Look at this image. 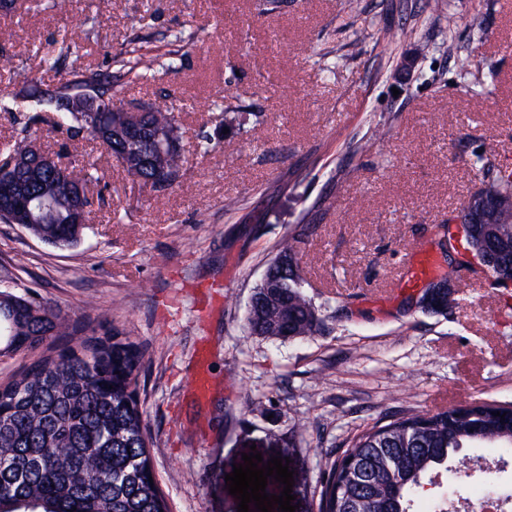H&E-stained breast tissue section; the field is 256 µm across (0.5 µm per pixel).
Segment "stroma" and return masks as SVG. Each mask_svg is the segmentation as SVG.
Masks as SVG:
<instances>
[{
	"label": "stroma",
	"instance_id": "stroma-1",
	"mask_svg": "<svg viewBox=\"0 0 512 512\" xmlns=\"http://www.w3.org/2000/svg\"><path fill=\"white\" fill-rule=\"evenodd\" d=\"M389 27L406 38L388 41ZM64 40L79 55L44 72ZM135 49L174 70L136 78L119 65ZM87 68L125 105H173L184 173L151 192L84 139L71 166L95 162L101 180L83 240L59 249L0 222V287L142 347L139 399L169 512H237L225 476L253 448L289 458L298 512H318L330 467L366 428L512 406V285L441 230L481 184L479 155L512 168V0H70L64 11L39 0L0 18V148L20 112L46 151L64 152L51 113L13 94ZM228 112L241 126L221 138ZM228 196L238 210L225 211ZM298 232L304 291L326 328L247 335L254 288ZM421 253L452 279L447 313L416 302ZM465 455L466 468L452 456L426 475L417 512L451 499L458 478L512 499V450Z\"/></svg>",
	"mask_w": 512,
	"mask_h": 512
}]
</instances>
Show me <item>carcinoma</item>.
<instances>
[{"mask_svg":"<svg viewBox=\"0 0 512 512\" xmlns=\"http://www.w3.org/2000/svg\"><path fill=\"white\" fill-rule=\"evenodd\" d=\"M80 46L63 42L43 57L47 71L58 58L77 54ZM123 66L139 78L172 70L139 55ZM99 84V74L85 70L59 86L28 87L19 96L55 115L57 129L77 140L81 132L118 130L130 125L146 137L127 146L124 169L156 193L182 177L184 157L169 144L178 129L177 116L152 108L136 115L120 111L112 88L97 93L96 112H82L67 97L74 86ZM24 136L5 149L0 178L11 175L9 160L23 156ZM99 179L95 163L79 179L63 166L38 176L30 185L50 201L51 209L30 218L14 210L0 215L7 224H22L32 236L57 248L76 246L86 225L72 224L71 186ZM488 185L497 199L498 224H482L478 236L467 237L471 249L487 238L503 253L512 251V174L495 175ZM301 236L284 237L254 288L248 309L247 335L291 339L322 333L325 320L303 291L297 248ZM85 328L71 327L61 310L31 293L0 289V350L14 353L42 349L22 372L0 384V512H165L160 489L150 484L152 464L144 410L137 386L143 351L114 328L84 337ZM503 407L474 402L435 414L415 413L362 431L334 464L321 493L322 512H410L412 497L427 472L477 441L512 448V428L495 412Z\"/></svg>","mask_w":512,"mask_h":512,"instance_id":"1","label":"carcinoma"}]
</instances>
